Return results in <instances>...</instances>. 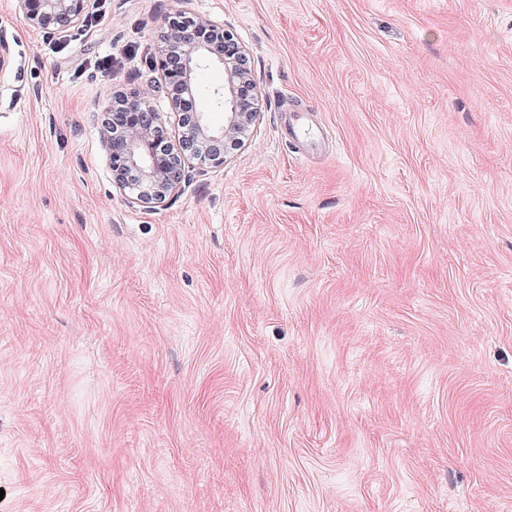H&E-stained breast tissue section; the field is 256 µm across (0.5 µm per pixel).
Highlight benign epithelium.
Here are the masks:
<instances>
[{
    "label": "benign epithelium",
    "instance_id": "obj_1",
    "mask_svg": "<svg viewBox=\"0 0 512 512\" xmlns=\"http://www.w3.org/2000/svg\"><path fill=\"white\" fill-rule=\"evenodd\" d=\"M88 0H18L19 9L33 26L45 31L68 30L77 26ZM224 70V84L214 90L224 107V124L211 125L206 113L196 109L183 113L195 97L198 68L203 65ZM155 65L161 71L166 97L182 128L180 148L160 152L155 147L164 130L163 112L136 91L114 90L104 104L103 141L107 150L112 183L129 192L143 206L163 202L177 193L190 165L224 164L228 145L253 125L258 92L246 66L245 49L224 25L203 15L182 11L169 15L161 28ZM205 142L201 153L191 144ZM138 180L128 178L130 171Z\"/></svg>",
    "mask_w": 512,
    "mask_h": 512
}]
</instances>
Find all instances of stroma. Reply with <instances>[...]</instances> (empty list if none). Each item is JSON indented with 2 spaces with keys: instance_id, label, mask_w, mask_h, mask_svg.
I'll use <instances>...</instances> for the list:
<instances>
[{
  "instance_id": "35a3bbf8",
  "label": "stroma",
  "mask_w": 512,
  "mask_h": 512,
  "mask_svg": "<svg viewBox=\"0 0 512 512\" xmlns=\"http://www.w3.org/2000/svg\"><path fill=\"white\" fill-rule=\"evenodd\" d=\"M178 10L257 117L146 208L102 107ZM0 54V512H512V0H106L61 49L0 0ZM292 130V141L301 150L307 153L315 149L320 142L322 145L330 136V134L322 128H314L300 122L297 123Z\"/></svg>"
}]
</instances>
